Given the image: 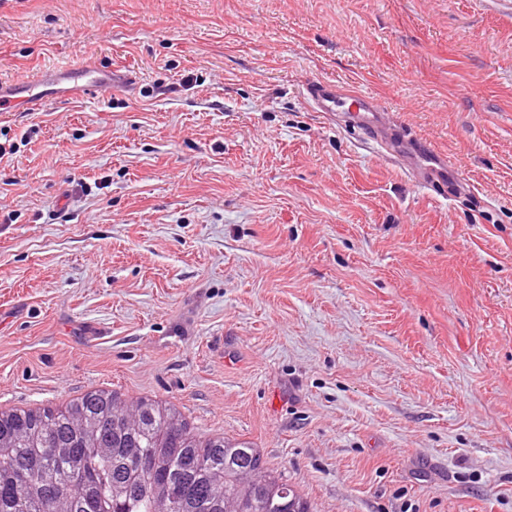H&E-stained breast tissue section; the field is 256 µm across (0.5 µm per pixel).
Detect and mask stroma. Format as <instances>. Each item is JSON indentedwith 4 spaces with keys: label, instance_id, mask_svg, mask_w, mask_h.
Returning <instances> with one entry per match:
<instances>
[{
    "label": "stroma",
    "instance_id": "stroma-1",
    "mask_svg": "<svg viewBox=\"0 0 512 512\" xmlns=\"http://www.w3.org/2000/svg\"><path fill=\"white\" fill-rule=\"evenodd\" d=\"M65 62L137 80L0 115V411L147 397L314 512H512V5L0 0V81ZM307 92L316 112H324L326 115L338 112L353 127L359 128L368 139L381 143L384 154L390 159L401 160L402 155L394 154L387 140L382 138L386 129V111L375 97L323 81L311 84ZM421 158L422 160L430 159L431 161L425 164H420L419 167L411 169V172L409 173L415 178V180L421 186L432 185L435 181L434 175L441 177L443 174L446 173L444 167L447 166V163L440 156H435V158H431L429 157L428 154H426Z\"/></svg>",
    "mask_w": 512,
    "mask_h": 512
}]
</instances>
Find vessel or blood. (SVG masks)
<instances>
[{
	"mask_svg": "<svg viewBox=\"0 0 512 512\" xmlns=\"http://www.w3.org/2000/svg\"><path fill=\"white\" fill-rule=\"evenodd\" d=\"M135 75L131 69L112 66L102 70L93 65H62L53 78L37 75L9 84L0 83V112H15L38 107L79 95L90 97L103 88L122 89L131 86ZM308 99L316 111L338 113L364 135L375 142L381 141L386 129V113L377 99L367 93L317 81L308 89ZM446 162L435 157L412 169L411 174L423 186L433 184L435 177L443 175Z\"/></svg>",
	"mask_w": 512,
	"mask_h": 512,
	"instance_id": "1",
	"label": "vessel or blood"
}]
</instances>
